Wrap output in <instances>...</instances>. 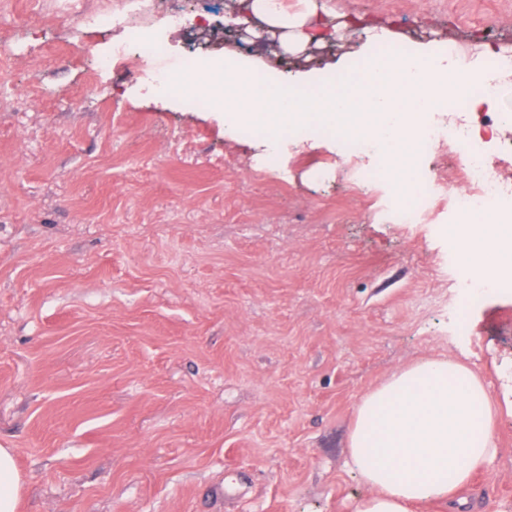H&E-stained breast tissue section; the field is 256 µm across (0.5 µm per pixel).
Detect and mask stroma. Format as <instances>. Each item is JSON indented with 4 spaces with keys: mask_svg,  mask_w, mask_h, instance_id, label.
I'll return each mask as SVG.
<instances>
[{
    "mask_svg": "<svg viewBox=\"0 0 512 512\" xmlns=\"http://www.w3.org/2000/svg\"><path fill=\"white\" fill-rule=\"evenodd\" d=\"M280 78L353 69L387 24L411 45L512 51V0H287ZM179 56L236 52L210 0ZM63 0H0V447L22 512H355L357 404L429 356L467 357L499 409L477 512H512V288L460 314L454 249L400 224L380 155L228 131L223 114L97 68L126 30L75 39Z\"/></svg>",
    "mask_w": 512,
    "mask_h": 512,
    "instance_id": "1",
    "label": "stroma"
}]
</instances>
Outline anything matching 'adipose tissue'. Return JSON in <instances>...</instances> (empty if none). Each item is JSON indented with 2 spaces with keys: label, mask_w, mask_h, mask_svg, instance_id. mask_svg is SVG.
Masks as SVG:
<instances>
[{
  "label": "adipose tissue",
  "mask_w": 512,
  "mask_h": 512,
  "mask_svg": "<svg viewBox=\"0 0 512 512\" xmlns=\"http://www.w3.org/2000/svg\"><path fill=\"white\" fill-rule=\"evenodd\" d=\"M441 232L477 285L512 276V224L481 216ZM495 419L487 387L467 363L429 357L394 373L356 408L349 454L369 488L356 512L454 502L497 452ZM24 498L14 451L1 447L0 512H21Z\"/></svg>",
  "instance_id": "ef3b65f1"
}]
</instances>
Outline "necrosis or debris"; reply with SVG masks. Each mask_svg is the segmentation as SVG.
I'll return each instance as SVG.
<instances>
[{
	"label": "necrosis or debris",
	"mask_w": 512,
	"mask_h": 512,
	"mask_svg": "<svg viewBox=\"0 0 512 512\" xmlns=\"http://www.w3.org/2000/svg\"><path fill=\"white\" fill-rule=\"evenodd\" d=\"M106 22L122 26L127 37L99 57V67L115 66L156 85L170 81V74L161 72L155 64L165 53L163 42L154 30L133 22L130 14L83 11L75 35L83 37ZM505 72L512 74V54L502 52L492 42L478 68L461 69L463 93L450 96L435 92L433 111L414 129L413 135L423 155L437 146H447L461 165L462 178L460 183L447 186L433 169L417 168L416 192L398 203L401 223H419L430 213L435 200L443 196L447 197L450 209L461 216L492 213L502 221L512 222V181L503 177L500 166L501 161L512 159V138L501 135L502 130L512 128V113L493 112L478 124L467 117L470 105L498 86V77ZM444 112L449 115L445 121L440 118Z\"/></svg>",
	"instance_id": "4bbe7bcc"
}]
</instances>
